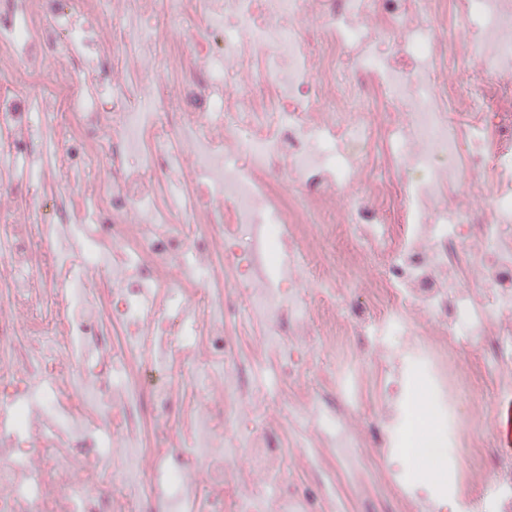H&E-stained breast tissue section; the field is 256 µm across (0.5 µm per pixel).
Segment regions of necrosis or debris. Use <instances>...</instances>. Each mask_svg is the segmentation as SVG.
Wrapping results in <instances>:
<instances>
[{
	"mask_svg": "<svg viewBox=\"0 0 512 512\" xmlns=\"http://www.w3.org/2000/svg\"><path fill=\"white\" fill-rule=\"evenodd\" d=\"M103 5L10 0L0 21L16 83L79 75L0 91V512H333L373 482L404 512H512V461L490 463L459 411L483 379L512 389V0ZM94 160L106 181L87 180ZM253 231L265 250L241 248ZM69 239L111 287H87ZM242 299L247 352L229 328ZM311 349L332 358L313 388ZM156 353L206 372L195 400L147 370ZM419 380L446 429L431 455L467 460L438 490L396 464ZM275 392L287 423L239 432ZM286 433L317 475L299 491L273 447Z\"/></svg>",
	"mask_w": 512,
	"mask_h": 512,
	"instance_id": "4bbe7bcc",
	"label": "necrosis or debris"
}]
</instances>
